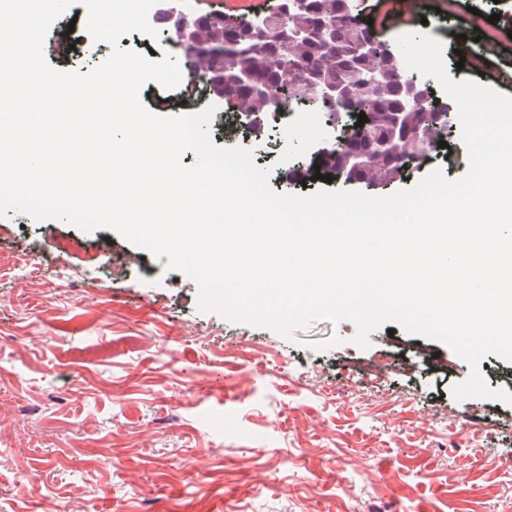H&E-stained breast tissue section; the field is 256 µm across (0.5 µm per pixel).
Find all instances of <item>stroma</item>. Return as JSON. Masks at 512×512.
<instances>
[{
    "label": "stroma",
    "instance_id": "1",
    "mask_svg": "<svg viewBox=\"0 0 512 512\" xmlns=\"http://www.w3.org/2000/svg\"><path fill=\"white\" fill-rule=\"evenodd\" d=\"M186 13L250 18L273 0H181ZM389 42L442 41L449 76L512 96V0H360ZM496 16L500 36L482 41ZM474 32L466 57L455 31ZM83 5L47 32L43 52L79 70ZM141 102L162 116L216 105L211 139L247 145L279 193L346 189L335 179L291 185L323 147L283 116L250 136L220 98L184 102L156 82ZM469 167L462 140L414 169ZM136 255L111 277L95 262ZM23 251L40 277L0 272V512H512V403L457 399L479 372L512 393V362L470 363L449 346L382 324L368 348L347 319L317 318L289 335L197 308L199 285L107 228L0 215V251Z\"/></svg>",
    "mask_w": 512,
    "mask_h": 512
}]
</instances>
